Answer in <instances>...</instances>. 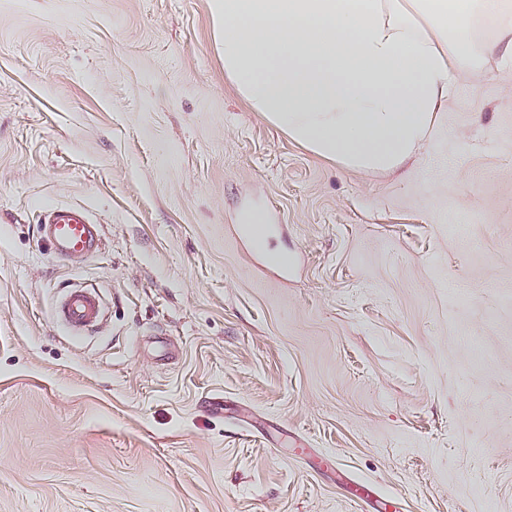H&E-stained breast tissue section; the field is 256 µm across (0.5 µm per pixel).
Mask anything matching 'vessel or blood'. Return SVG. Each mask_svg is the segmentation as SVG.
Wrapping results in <instances>:
<instances>
[{"label": "vessel or blood", "instance_id": "vessel-or-blood-1", "mask_svg": "<svg viewBox=\"0 0 512 512\" xmlns=\"http://www.w3.org/2000/svg\"><path fill=\"white\" fill-rule=\"evenodd\" d=\"M38 222L43 239L62 261L83 260L100 246V226L82 206L45 205L39 210ZM103 310L104 302L96 289L73 287L58 298L55 315L68 335L78 337L100 323Z\"/></svg>", "mask_w": 512, "mask_h": 512}]
</instances>
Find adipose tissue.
Returning <instances> with one entry per match:
<instances>
[{
	"instance_id": "ef3b65f1",
	"label": "adipose tissue",
	"mask_w": 512,
	"mask_h": 512,
	"mask_svg": "<svg viewBox=\"0 0 512 512\" xmlns=\"http://www.w3.org/2000/svg\"><path fill=\"white\" fill-rule=\"evenodd\" d=\"M224 75L253 111L328 160L394 172L416 159L461 71L512 59L475 16L512 0H211Z\"/></svg>"
}]
</instances>
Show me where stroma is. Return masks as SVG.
Returning a JSON list of instances; mask_svg holds the SVG:
<instances>
[{
    "mask_svg": "<svg viewBox=\"0 0 512 512\" xmlns=\"http://www.w3.org/2000/svg\"><path fill=\"white\" fill-rule=\"evenodd\" d=\"M46 202L102 251L59 260ZM78 283L106 311L75 340ZM388 502L512 512V60L366 172L237 95L211 0H0V512ZM38 223L43 239L62 261L77 262L99 249L100 226L82 206L45 205L39 210ZM104 302L95 288H68L58 298L55 315L69 336H83L102 319Z\"/></svg>",
    "mask_w": 512,
    "mask_h": 512,
    "instance_id": "obj_1",
    "label": "stroma"
}]
</instances>
